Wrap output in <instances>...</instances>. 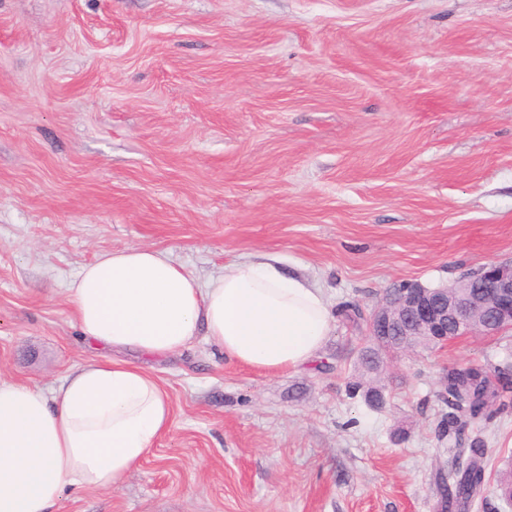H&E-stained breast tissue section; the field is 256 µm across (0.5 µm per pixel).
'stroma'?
Instances as JSON below:
<instances>
[{
	"mask_svg": "<svg viewBox=\"0 0 512 512\" xmlns=\"http://www.w3.org/2000/svg\"><path fill=\"white\" fill-rule=\"evenodd\" d=\"M130 246L203 281L279 257L334 327L282 373L201 335L146 360L170 431L62 512H443L442 380L512 377V329L389 357L376 410L347 393L371 342L341 310L512 260V0H0V378L105 359L66 288ZM483 436L459 512H512V401Z\"/></svg>",
	"mask_w": 512,
	"mask_h": 512,
	"instance_id": "1",
	"label": "stroma"
}]
</instances>
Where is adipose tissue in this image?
Wrapping results in <instances>:
<instances>
[{
    "label": "adipose tissue",
    "instance_id": "adipose-tissue-1",
    "mask_svg": "<svg viewBox=\"0 0 512 512\" xmlns=\"http://www.w3.org/2000/svg\"><path fill=\"white\" fill-rule=\"evenodd\" d=\"M67 299L82 339L110 356L49 391L0 380V512H60L65 487L112 488L170 430L167 393L129 353L167 357L202 333L226 358L278 373L312 362L334 323L323 290L276 257L203 282L165 251L128 247L84 266Z\"/></svg>",
    "mask_w": 512,
    "mask_h": 512
}]
</instances>
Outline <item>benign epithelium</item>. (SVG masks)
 <instances>
[{
	"instance_id": "obj_1",
	"label": "benign epithelium",
	"mask_w": 512,
	"mask_h": 512,
	"mask_svg": "<svg viewBox=\"0 0 512 512\" xmlns=\"http://www.w3.org/2000/svg\"><path fill=\"white\" fill-rule=\"evenodd\" d=\"M373 335L388 341L421 336L436 345L448 343V331L459 336H495L512 326V262H490L450 287L404 284L371 316Z\"/></svg>"
}]
</instances>
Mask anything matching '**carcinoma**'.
I'll use <instances>...</instances> for the list:
<instances>
[{
	"label": "carcinoma",
	"instance_id": "1",
	"mask_svg": "<svg viewBox=\"0 0 512 512\" xmlns=\"http://www.w3.org/2000/svg\"><path fill=\"white\" fill-rule=\"evenodd\" d=\"M509 393L512 385L502 370L489 364L450 369L445 374L440 398L450 409L446 433L454 439L456 454L444 507L465 505L480 492L486 476V441L474 429L492 418Z\"/></svg>",
	"mask_w": 512,
	"mask_h": 512
}]
</instances>
